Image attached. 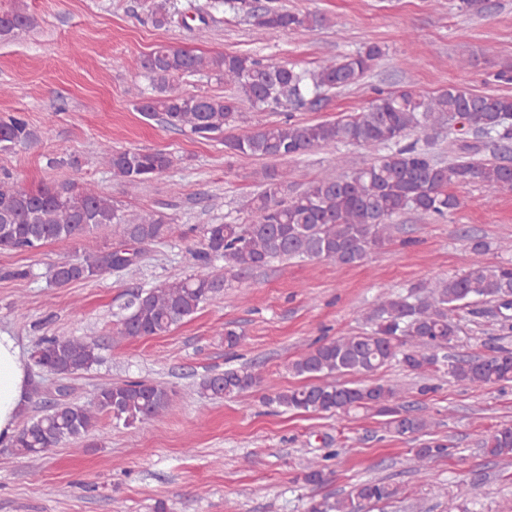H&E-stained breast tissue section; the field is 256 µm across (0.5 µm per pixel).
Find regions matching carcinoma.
<instances>
[{
	"label": "carcinoma",
	"instance_id": "1",
	"mask_svg": "<svg viewBox=\"0 0 512 512\" xmlns=\"http://www.w3.org/2000/svg\"><path fill=\"white\" fill-rule=\"evenodd\" d=\"M176 14L173 0H150L147 21L156 28L169 25ZM250 24L272 37L289 31H314L326 17L318 12H290L263 5L249 13ZM33 26L26 0H10L0 10V40L14 38ZM384 55L368 44L340 60H324L313 70H297L242 53L205 55L159 46L137 61L151 85V93L136 94V107L148 120L188 131L201 139L224 135L226 152L258 159H288L312 150L336 152L343 144L384 148L374 162L336 178L311 182L294 191L288 170L262 171V190L251 198L240 224H206L202 249L189 251L191 273L155 288L138 291L126 303L118 322L121 337L161 336L224 290L226 284L274 259H329L340 265L360 263L393 236L392 220L413 211L444 218L459 206L451 186L483 184L512 189V171L497 160L479 158L484 148L503 150L512 141V96L475 93L450 86L435 95L413 87L378 93L364 112L334 121L260 124L239 134H224L244 107L275 105L285 111L315 108L331 90L358 84ZM212 78L232 90L224 95H185L174 88L184 76ZM473 134L475 142L457 145L458 156L445 163L418 145L403 141L420 131L451 130ZM37 133L19 113L0 117V150L26 147ZM101 161L112 177L129 190L164 174L174 157L162 150L105 147ZM103 224H120L124 240L56 264L50 273L57 287L101 278L113 271H132L140 246L181 233L180 226L152 210L129 218L121 204L90 183H52L36 190L24 188L10 176L0 177V250L33 252L44 245L74 240ZM224 260L223 270L213 261ZM496 304L506 320L512 318V263L486 265L476 259L463 273L422 287L408 297L383 294L366 312L371 331L325 340L309 346L291 363L292 371L311 382L267 397L290 410L328 413L340 418L363 412L384 418L395 437L425 441L414 449L417 470L430 473L435 463L451 455L448 444L430 439L431 421L403 402L397 386L351 381L348 375H367L392 361L407 372L424 376L440 362V353L461 332L457 312L475 301ZM100 344L84 336H45L30 354L34 366L60 376L90 370L100 362ZM448 373L471 387L512 383V351L457 359ZM264 377L247 368L226 369L202 377L196 393L205 399L234 398L253 390ZM39 416L20 428L11 448L36 461L63 443L83 441L97 430L101 418L131 426L158 420L169 408L171 391L146 380H124L99 387L83 402L66 399V388ZM484 455L512 460V424L490 431L480 441ZM327 466L308 460L303 480L319 485L327 480ZM398 486L384 480L361 482L344 496L312 499L306 512H364L374 503L394 500Z\"/></svg>",
	"mask_w": 512,
	"mask_h": 512
}]
</instances>
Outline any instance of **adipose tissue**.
Returning <instances> with one entry per match:
<instances>
[{
	"label": "adipose tissue",
	"instance_id": "ef3b65f1",
	"mask_svg": "<svg viewBox=\"0 0 512 512\" xmlns=\"http://www.w3.org/2000/svg\"><path fill=\"white\" fill-rule=\"evenodd\" d=\"M29 385L28 361L13 336L0 332V443L17 432Z\"/></svg>",
	"mask_w": 512,
	"mask_h": 512
}]
</instances>
